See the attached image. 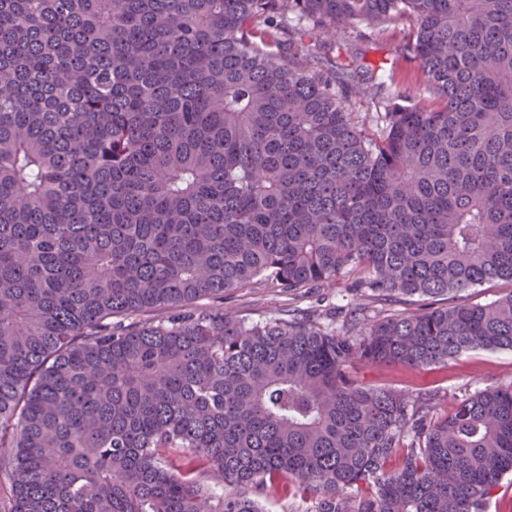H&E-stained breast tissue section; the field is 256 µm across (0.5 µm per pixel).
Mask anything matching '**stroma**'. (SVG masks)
<instances>
[{
    "label": "stroma",
    "mask_w": 512,
    "mask_h": 512,
    "mask_svg": "<svg viewBox=\"0 0 512 512\" xmlns=\"http://www.w3.org/2000/svg\"><path fill=\"white\" fill-rule=\"evenodd\" d=\"M310 52L317 70L335 75L337 92L347 97L368 130H376L379 125L377 108L369 100L372 75L383 72L392 77L382 88V97L399 91L408 103L421 106L430 104L434 98L412 50L408 24H389L380 35L370 26L359 23L339 41L317 34L310 42ZM353 302L364 304L372 314L410 312L421 305L417 299L401 302L373 299L363 290L353 288L351 279L346 277L332 288H303L292 294L259 279L246 287L225 292L219 298L201 297L195 307L199 310L221 308L247 323L265 321L288 308L315 309L328 321L338 323L342 320L341 309ZM356 376L361 382L401 389L413 397L434 394L439 411L444 413L451 410L457 398L488 386L512 385V351L475 350L448 366L423 370L402 365L365 364L358 367Z\"/></svg>",
    "instance_id": "stroma-1"
}]
</instances>
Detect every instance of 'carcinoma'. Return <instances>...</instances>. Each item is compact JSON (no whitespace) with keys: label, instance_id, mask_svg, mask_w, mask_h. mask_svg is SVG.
Wrapping results in <instances>:
<instances>
[{"label":"carcinoma","instance_id":"obj_1","mask_svg":"<svg viewBox=\"0 0 512 512\" xmlns=\"http://www.w3.org/2000/svg\"><path fill=\"white\" fill-rule=\"evenodd\" d=\"M314 20L408 23L436 103L370 132ZM447 299L336 329L186 306L261 278ZM512 0H0V512H485L512 386L434 416L361 363L512 351ZM167 305L161 324L112 316ZM512 288L507 283H490L478 288H473L464 293L467 299L473 303L484 304L496 299L499 295L508 292ZM259 498L265 512H316V496L293 497L282 490H266Z\"/></svg>","mask_w":512,"mask_h":512}]
</instances>
